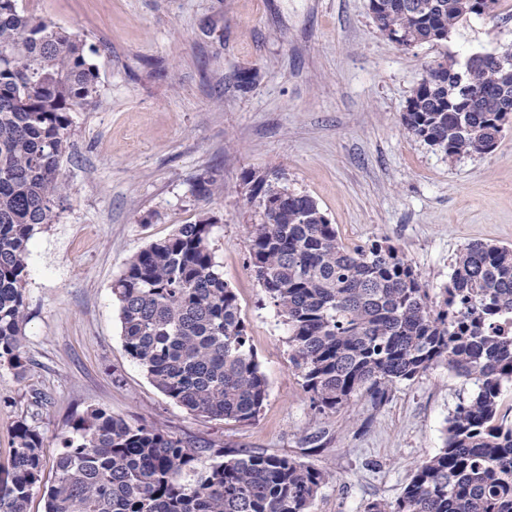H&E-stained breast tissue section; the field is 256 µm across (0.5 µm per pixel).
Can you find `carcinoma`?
<instances>
[{
  "mask_svg": "<svg viewBox=\"0 0 512 512\" xmlns=\"http://www.w3.org/2000/svg\"><path fill=\"white\" fill-rule=\"evenodd\" d=\"M369 0L378 31L408 48L440 43L475 15L476 0ZM473 94L472 103L460 93ZM98 93L85 44L52 21L0 0V363L26 369L28 244L57 219L60 164L71 113ZM512 72L492 62L427 74L403 115L415 139L459 158L492 151ZM262 221L250 264L287 331L290 361L321 411L361 393L380 402L392 386L445 363L476 392L448 418L444 446L411 473L393 502L366 512H512V248L471 243L431 297L389 244L348 247L316 201L260 177ZM214 224H180L112 281L126 354L171 401L200 416L255 421L268 381L249 344L237 296L210 248ZM0 467V512H26L44 487L46 512H310L329 475L286 455L207 453L154 426L86 409L61 441L45 484L38 427L20 420Z\"/></svg>",
  "mask_w": 512,
  "mask_h": 512,
  "instance_id": "cac0c4a2",
  "label": "carcinoma"
}]
</instances>
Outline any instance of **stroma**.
Here are the masks:
<instances>
[{"mask_svg":"<svg viewBox=\"0 0 512 512\" xmlns=\"http://www.w3.org/2000/svg\"><path fill=\"white\" fill-rule=\"evenodd\" d=\"M18 6L92 48L99 95L72 115L58 219L29 243L27 367L19 376L0 365V466L27 419L52 476L72 420L101 407L199 448L287 455L326 471L311 512H365L399 498L473 386L441 363L383 402L364 393L318 411L250 266V230L263 212L253 184L263 177L311 196L346 246L394 245L434 294L468 244L512 245V122L493 151L454 159L403 124L430 63L512 46V0L459 24L448 41L407 49L376 29L369 0ZM202 180L214 184L210 197L195 191ZM206 218L268 380L250 424L174 404L122 346L113 280L150 243Z\"/></svg>","mask_w":512,"mask_h":512,"instance_id":"stroma-1","label":"stroma"}]
</instances>
